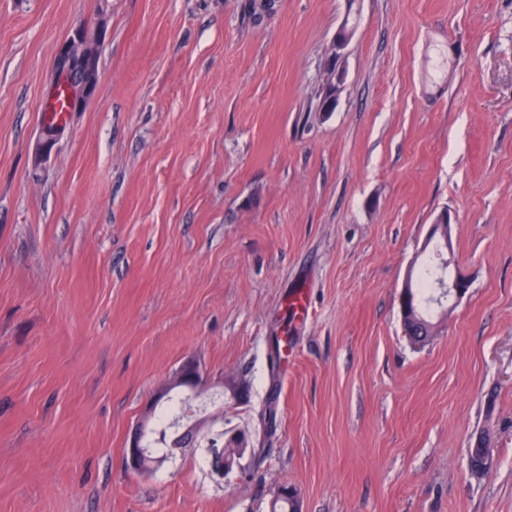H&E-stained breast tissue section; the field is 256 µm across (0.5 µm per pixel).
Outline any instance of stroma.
<instances>
[{
    "label": "stroma",
    "mask_w": 512,
    "mask_h": 512,
    "mask_svg": "<svg viewBox=\"0 0 512 512\" xmlns=\"http://www.w3.org/2000/svg\"><path fill=\"white\" fill-rule=\"evenodd\" d=\"M80 25L97 87L44 150ZM444 213L469 288L416 348L399 297ZM187 362L245 399L128 470ZM236 430L264 453L217 477ZM284 486L512 512V0H0V512H269ZM204 380L196 364L187 362L176 370L169 380L158 390L155 398L146 408L144 414L138 419L133 428L127 448H125L126 467L136 473H147L150 469V463L153 455L150 448H146L154 434V414L156 406L163 399H167L173 392L183 393L197 401L202 399L211 389V384L203 383ZM218 441L214 439L211 441V453L214 474L218 477H224V473L228 472L232 467L239 464V460L242 458L239 455L247 448H234L235 451L232 453L230 450H224L228 448L224 446V441L221 448H218ZM241 449V450H239ZM250 453V448H247ZM240 451V453H239ZM239 453V455H238ZM233 458H235L233 460Z\"/></svg>",
    "instance_id": "1"
}]
</instances>
